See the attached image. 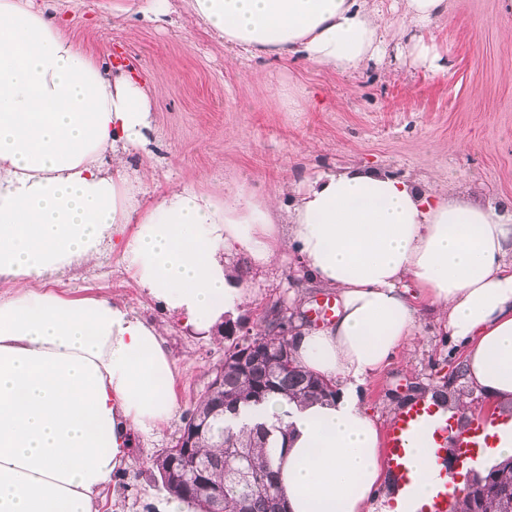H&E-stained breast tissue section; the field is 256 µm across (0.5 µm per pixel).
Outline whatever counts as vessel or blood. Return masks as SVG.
Listing matches in <instances>:
<instances>
[{
	"mask_svg": "<svg viewBox=\"0 0 512 512\" xmlns=\"http://www.w3.org/2000/svg\"><path fill=\"white\" fill-rule=\"evenodd\" d=\"M497 430V423L483 418L450 416L434 399L421 396L407 400L392 414L386 429L385 458L393 493L406 497L413 492L419 472L410 463L409 450L420 436L436 461L435 492L425 506L426 512H452L453 493L447 481L444 452L453 453L459 468H467L493 445Z\"/></svg>",
	"mask_w": 512,
	"mask_h": 512,
	"instance_id": "b4317fda",
	"label": "vessel or blood"
}]
</instances>
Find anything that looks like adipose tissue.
Masks as SVG:
<instances>
[{
	"instance_id": "1",
	"label": "adipose tissue",
	"mask_w": 512,
	"mask_h": 512,
	"mask_svg": "<svg viewBox=\"0 0 512 512\" xmlns=\"http://www.w3.org/2000/svg\"><path fill=\"white\" fill-rule=\"evenodd\" d=\"M186 2L254 57L354 72L385 54L374 0ZM151 129L145 83L81 51L53 7L0 0V512H100L134 436L176 412L160 325L51 288L112 251L146 297L198 332L249 300L227 259L235 247L256 267L297 255L336 291L331 325L292 336L296 359L335 394L276 398L247 418L288 433L274 457L288 512H367L384 455L363 390L422 312L463 348L475 388L512 401V206L356 167L293 186L286 208L237 183L220 198L174 184L144 207L124 156Z\"/></svg>"
}]
</instances>
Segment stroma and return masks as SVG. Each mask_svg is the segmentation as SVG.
Returning a JSON list of instances; mask_svg holds the SVG:
<instances>
[{
  "label": "stroma",
  "mask_w": 512,
  "mask_h": 512,
  "mask_svg": "<svg viewBox=\"0 0 512 512\" xmlns=\"http://www.w3.org/2000/svg\"><path fill=\"white\" fill-rule=\"evenodd\" d=\"M142 0H124L129 20L112 22V0H53L65 33L104 63L130 67L150 87L153 131L146 146L155 167L139 195L149 204L169 184L223 195L235 180L292 201L284 179L365 165L434 184L449 195L512 201V0H448V13L416 30L429 55L417 58L411 39L393 38L386 56L343 73L272 58L247 59L170 0L167 15H144ZM242 271L249 301L236 322L258 332L274 304L293 326L326 290L310 283L297 258L256 268L243 252L229 255ZM55 290L73 297L121 301L159 323L174 360L177 411L159 430L138 435L125 468L104 492L101 512H156L170 493L152 459L172 447L184 417L224 360V333H200L163 312L132 284L119 255L101 268L68 276ZM463 352L442 322L426 314L410 346L365 387L364 406L379 426L405 399L452 388L479 414L486 396L466 378H451Z\"/></svg>",
  "instance_id": "obj_1"
}]
</instances>
